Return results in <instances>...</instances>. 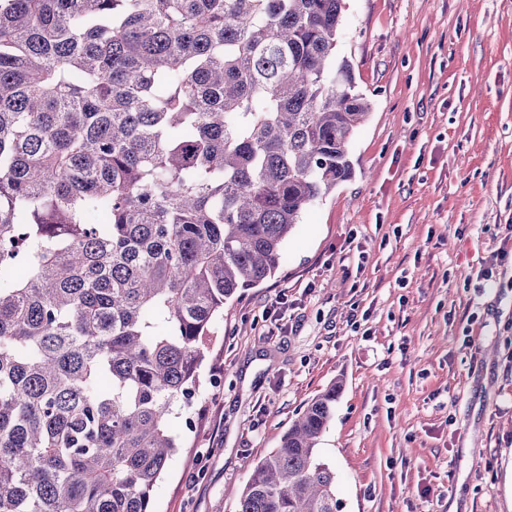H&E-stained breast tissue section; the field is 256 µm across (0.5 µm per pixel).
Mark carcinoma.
Wrapping results in <instances>:
<instances>
[{"label": "carcinoma", "mask_w": 512, "mask_h": 512, "mask_svg": "<svg viewBox=\"0 0 512 512\" xmlns=\"http://www.w3.org/2000/svg\"><path fill=\"white\" fill-rule=\"evenodd\" d=\"M343 0H0V512H151L224 304L352 178ZM341 383L237 512H339Z\"/></svg>", "instance_id": "1"}]
</instances>
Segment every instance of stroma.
Segmentation results:
<instances>
[{"label": "stroma", "mask_w": 512, "mask_h": 512, "mask_svg": "<svg viewBox=\"0 0 512 512\" xmlns=\"http://www.w3.org/2000/svg\"><path fill=\"white\" fill-rule=\"evenodd\" d=\"M337 55L354 175L225 303L153 512H237L337 379L341 512H512V0H344Z\"/></svg>", "instance_id": "35a3bbf8"}]
</instances>
